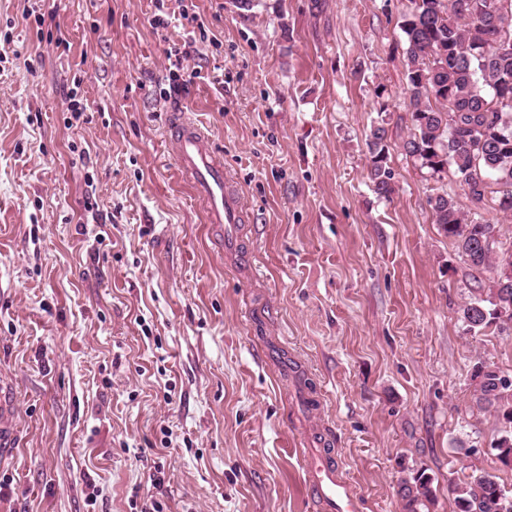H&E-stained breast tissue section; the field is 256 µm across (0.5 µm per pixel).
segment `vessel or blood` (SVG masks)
<instances>
[{
    "label": "vessel or blood",
    "mask_w": 512,
    "mask_h": 512,
    "mask_svg": "<svg viewBox=\"0 0 512 512\" xmlns=\"http://www.w3.org/2000/svg\"><path fill=\"white\" fill-rule=\"evenodd\" d=\"M167 134L180 171L204 205L206 223L222 229L227 251H234L245 215L223 162L206 133L185 113H171ZM303 454L308 461L307 481L324 512H360L361 497L346 479L339 461L318 448L304 449Z\"/></svg>",
    "instance_id": "vessel-or-blood-1"
}]
</instances>
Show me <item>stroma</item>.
I'll list each match as a JSON object with an SVG mask.
<instances>
[{"label": "stroma", "mask_w": 512, "mask_h": 512, "mask_svg": "<svg viewBox=\"0 0 512 512\" xmlns=\"http://www.w3.org/2000/svg\"><path fill=\"white\" fill-rule=\"evenodd\" d=\"M407 4L165 0L208 33L202 78L168 98L166 52L193 25L154 28V0H0V512H319L299 446L321 434L363 512H401L420 468L431 512H455L449 485L483 471L512 493L491 449L504 424L473 381L481 362L512 375V331H467L460 308L489 275L429 200L469 202L402 149ZM70 87L86 106L71 126ZM177 108L248 216L233 253L175 165ZM380 121L387 199L369 181Z\"/></svg>", "instance_id": "1"}]
</instances>
